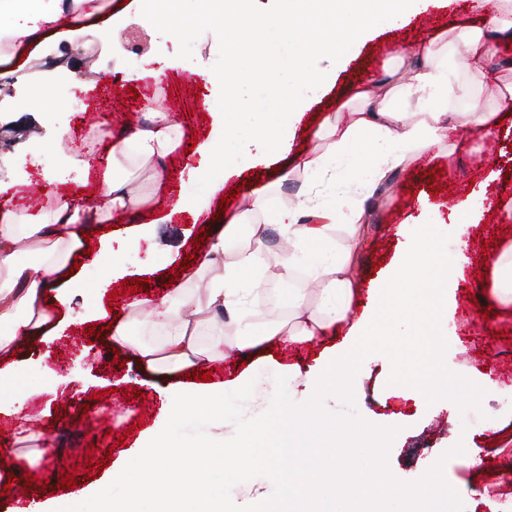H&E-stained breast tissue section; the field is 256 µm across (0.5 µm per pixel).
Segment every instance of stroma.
<instances>
[{
    "label": "stroma",
    "mask_w": 512,
    "mask_h": 512,
    "mask_svg": "<svg viewBox=\"0 0 512 512\" xmlns=\"http://www.w3.org/2000/svg\"><path fill=\"white\" fill-rule=\"evenodd\" d=\"M140 6V0H112L110 12L89 20L81 30L45 31L35 42L0 54V197H15V185L22 181L27 187L44 189V206L49 209L57 196L83 190L80 155L73 147L87 131L104 133L108 115L138 116L158 100L176 115L184 130L209 132L219 124L220 88L212 71L219 56L216 35L202 33L189 59L178 58L174 37L156 31L144 54L126 39L105 38V31L113 26L140 23ZM439 28L459 35L474 28L494 30L489 15L474 8L471 0H437L436 6L404 25L375 31L350 48L331 82L302 109L288 152L261 163L241 160L225 174V190L277 182L306 151L326 148L319 131L328 121H348L350 112L359 108L355 91L360 82L368 77L393 82L394 72L405 68L394 55L395 46L426 39ZM159 58L168 62L162 83L130 80V72ZM88 68L100 71L102 78L85 87L88 109L78 118L67 110L65 91ZM116 74L126 76L124 90H115L112 77ZM35 81L47 88L46 99L37 101L29 95L28 86ZM498 118L490 135L457 134L454 153L442 152L432 155L430 162L418 160L398 169L395 179L385 183L366 207L359 226H351L348 213L337 214L331 239L336 248L353 249L355 293L348 320L310 342L284 344L273 339L210 365L217 387L243 374L268 380L291 371L307 375L328 351L341 347L352 321L370 305L374 288L404 249L405 223L414 218L423 224L438 217L452 222L454 207L470 201L481 210L482 218L466 237L468 261L455 290L454 318L448 323L447 361L454 373L475 382L487 377L495 383V390L482 400V415L465 420L451 401L430 404L414 388L389 384L390 364L378 354L362 362L353 383L359 416L370 424L398 430L387 457L388 469L398 481L419 480L428 470V461L444 459L447 449L464 444L466 456L445 459L444 474L460 494L465 512H505L484 489L503 472L512 471V413L507 410L512 403V306L496 303L492 293L482 292L477 279L483 258L490 254L489 243L512 245V112L499 113ZM60 139L71 148V155L56 149ZM436 167L441 170L437 177L431 174ZM130 177L168 203L183 197L209 205L204 226L187 212L163 220L158 209L138 216L122 214L119 221L92 232L90 243L97 250L102 242L153 224V245L127 253L121 266L128 278L148 280L155 288L168 284L171 272L184 266L185 255H199L195 236L212 232L216 215L239 220L251 208L247 196L239 193L226 210H219L218 199L209 198L204 181L185 172L183 162L177 160L160 186H153L140 170L131 171ZM434 184L439 187L435 193L430 190ZM101 275L100 268L83 257L77 265H66L58 283L46 293L51 317L64 320V330L48 341L38 337L21 342L11 358L25 381L24 395L11 404L32 416L37 437L18 444L21 460L14 472L0 466V488L9 477L26 473L35 475L37 486L12 501L0 498V512H16L33 501L73 505L106 487L107 474L87 478L86 458L106 460L112 468L126 465L138 455L143 431L162 421L170 399L189 384L191 369L151 372L131 351L114 350L110 336L89 335L90 327L107 326L134 299L133 294L122 293V280L117 278L112 282L119 293L117 301L104 297L95 308H88L83 288ZM135 389L141 390V398H132ZM98 392L103 395L99 401L94 398ZM104 401L112 408L110 415L90 426L81 416L82 404L95 411ZM470 456L480 459V466L467 465ZM67 468L77 480L71 490L58 486V476Z\"/></svg>",
    "instance_id": "1"
}]
</instances>
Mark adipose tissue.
I'll return each mask as SVG.
<instances>
[{
	"label": "adipose tissue",
	"mask_w": 512,
	"mask_h": 512,
	"mask_svg": "<svg viewBox=\"0 0 512 512\" xmlns=\"http://www.w3.org/2000/svg\"><path fill=\"white\" fill-rule=\"evenodd\" d=\"M107 6L108 0H30L26 16L20 20L14 0H0V36H7L12 46L27 44L41 31L55 28L64 11L90 18L102 14ZM402 53L418 64L400 87L401 92H413L424 99L425 108L418 120L405 124L403 113L380 107L368 86H361L357 96L362 108L352 113L347 125L329 124L327 147L311 151L299 161L310 181L296 205L285 212L271 209L268 187L253 190L251 208L257 220L248 238H241L239 225H225L211 238L199 260V271L188 276L186 283L130 303L131 313L138 316L140 324L155 329V340L142 342L129 327L120 326L111 333L114 345L132 350L149 370H176L195 365L201 358L209 362L223 359L228 349L246 351L266 338L284 343L309 341L345 317L352 296L351 252L331 246L336 213L319 203L315 180L335 176L340 170L354 175L355 187L344 196L343 203L358 222L364 214L361 194L373 187L375 178L409 166L431 147L445 145L452 132L488 131L493 113L474 108L449 111V96L461 99L469 94L468 86L457 81L458 72L480 76L499 110L512 112V70L504 73L489 67L493 46L482 30L469 31L460 49L454 40L438 36L405 46ZM183 135L181 124L163 106L149 108L145 122H122L111 144L109 164L96 176L97 204L63 196L53 208L34 218L17 211L0 213V271L12 274L8 282L0 284V355L9 353L18 339L41 332L50 318L45 292L56 283L69 256L82 249L84 236L93 225L111 219L113 212L136 211L144 205V197L131 188L123 171L149 165L155 179H163L165 162ZM271 226L277 227L286 241L275 277L289 287L283 297L288 323L257 330L243 306L241 287L260 284V256L265 232ZM29 237L44 240L46 246L33 260L22 263L18 243ZM236 240L242 246L235 260L224 263L228 242ZM219 261L224 264L223 276L206 279L202 268ZM301 271L327 282L328 289L318 305L309 303L304 289L292 287V280ZM199 313L213 329L203 351L191 325L192 316Z\"/></svg>",
	"instance_id": "1"
}]
</instances>
